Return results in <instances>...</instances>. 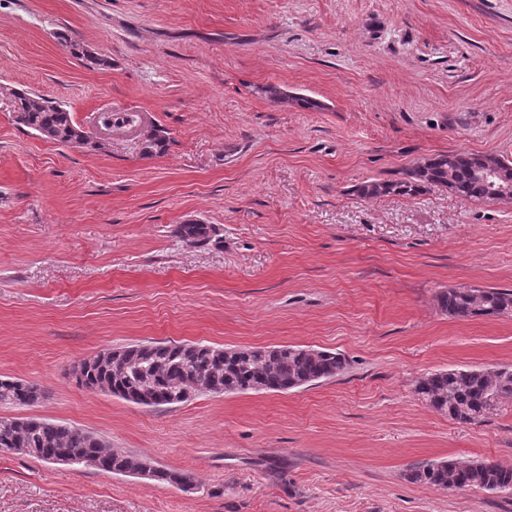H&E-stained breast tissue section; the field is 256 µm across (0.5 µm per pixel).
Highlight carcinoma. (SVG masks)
Segmentation results:
<instances>
[{"instance_id":"obj_1","label":"carcinoma","mask_w":512,"mask_h":512,"mask_svg":"<svg viewBox=\"0 0 512 512\" xmlns=\"http://www.w3.org/2000/svg\"><path fill=\"white\" fill-rule=\"evenodd\" d=\"M71 53L89 68L110 66V61L82 44L71 42ZM270 100L294 103L305 110H318L321 103L304 96H293L278 86L264 90ZM15 122L44 139L64 147H86L89 135L74 124L70 112L43 95L30 91L6 90ZM168 137L160 127L145 137L144 154L166 149ZM487 156L450 152L434 157L430 168L421 173L415 167L391 180H369L356 186L365 198L377 196H416L429 186L440 184L449 191L475 200H488L489 183L481 176ZM175 235L183 242L205 245L213 241L216 230L211 224H179ZM442 311L453 318L512 316V291L470 287L448 288L439 295ZM126 357L118 372L109 364L88 368L85 362L75 367L76 377L88 390L106 387L125 400L151 388L155 393L149 406L182 403L180 395L206 382L213 393H236L264 386L270 391L297 389L343 373L346 358L328 350L294 345L224 349L203 343L167 344L146 341L125 347ZM416 394L436 411L459 423H473L487 411V399L495 393L502 400H512V368L494 373L481 369H448L431 373L416 384ZM41 388L27 381L0 377V404L32 406L43 398ZM0 452L34 456L47 461L61 456L79 460V465L115 473L133 474L142 459L113 452L94 435L64 424L41 418H0ZM407 478L415 483L443 489L476 488L492 492L512 491V469L484 461L457 463L425 462L411 467ZM152 479L171 486H181L190 475L177 470L155 468Z\"/></svg>"}]
</instances>
